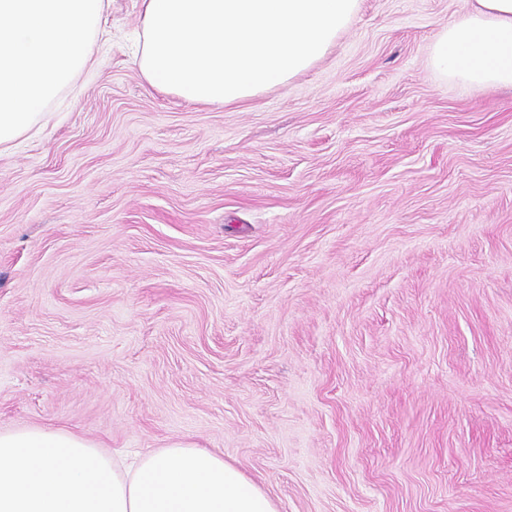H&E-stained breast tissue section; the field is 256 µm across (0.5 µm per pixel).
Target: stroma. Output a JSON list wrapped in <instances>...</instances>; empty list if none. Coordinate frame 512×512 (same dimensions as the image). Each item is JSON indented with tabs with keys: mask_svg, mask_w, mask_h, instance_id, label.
<instances>
[{
	"mask_svg": "<svg viewBox=\"0 0 512 512\" xmlns=\"http://www.w3.org/2000/svg\"><path fill=\"white\" fill-rule=\"evenodd\" d=\"M470 0H360L242 104L135 67L139 0L0 152V431L222 453L279 512H512V88ZM431 47L434 69L471 85L512 87V0H475Z\"/></svg>",
	"mask_w": 512,
	"mask_h": 512,
	"instance_id": "1",
	"label": "stroma"
}]
</instances>
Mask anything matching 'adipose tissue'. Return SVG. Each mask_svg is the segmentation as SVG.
Here are the masks:
<instances>
[{
	"instance_id": "adipose-tissue-1",
	"label": "adipose tissue",
	"mask_w": 512,
	"mask_h": 512,
	"mask_svg": "<svg viewBox=\"0 0 512 512\" xmlns=\"http://www.w3.org/2000/svg\"><path fill=\"white\" fill-rule=\"evenodd\" d=\"M359 0H140L134 63L184 101L233 105L327 55ZM106 0H0V151L96 64ZM441 75L512 87V0H476L431 47ZM0 512H278L223 454L181 442L119 459L61 429L0 432Z\"/></svg>"
}]
</instances>
